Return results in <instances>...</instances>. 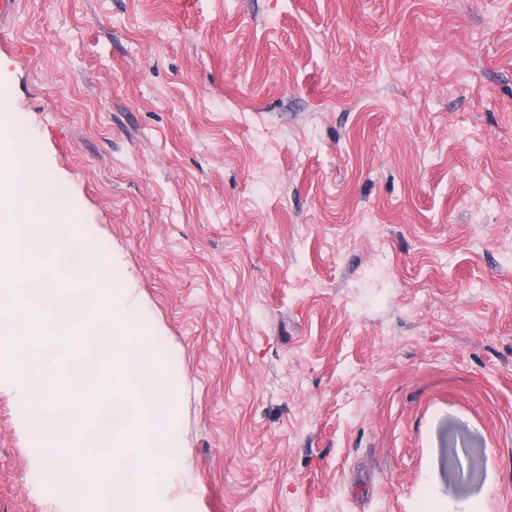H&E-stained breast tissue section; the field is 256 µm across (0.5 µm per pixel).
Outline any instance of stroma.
Segmentation results:
<instances>
[{
	"instance_id": "stroma-1",
	"label": "stroma",
	"mask_w": 512,
	"mask_h": 512,
	"mask_svg": "<svg viewBox=\"0 0 512 512\" xmlns=\"http://www.w3.org/2000/svg\"><path fill=\"white\" fill-rule=\"evenodd\" d=\"M0 119L151 328L154 512H512V0H18ZM11 382L0 512H91Z\"/></svg>"
}]
</instances>
